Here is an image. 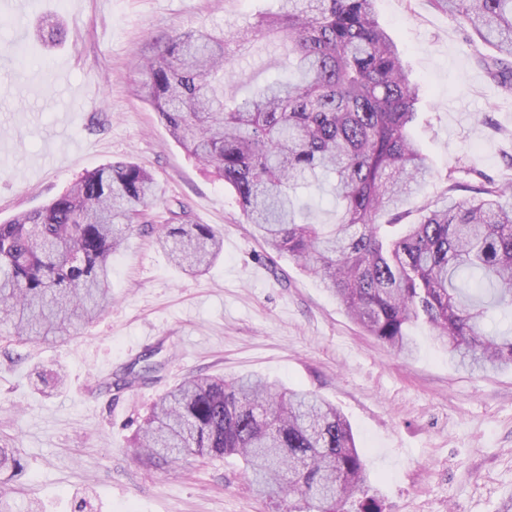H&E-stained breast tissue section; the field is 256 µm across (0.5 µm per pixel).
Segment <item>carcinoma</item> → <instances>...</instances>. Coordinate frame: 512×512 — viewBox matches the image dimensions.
Wrapping results in <instances>:
<instances>
[{
  "label": "carcinoma",
  "mask_w": 512,
  "mask_h": 512,
  "mask_svg": "<svg viewBox=\"0 0 512 512\" xmlns=\"http://www.w3.org/2000/svg\"><path fill=\"white\" fill-rule=\"evenodd\" d=\"M375 2L281 0L244 26L166 34L141 64L140 95L234 190L267 248L321 279L378 341L409 356V327L421 321L459 365L512 368V331L485 329L491 309L512 306V187L489 180L460 199L451 183L442 202L402 223L431 177L412 135L421 86ZM429 2L496 49L483 65L511 90L512 0ZM259 33L283 48L275 67L288 75L224 97L227 66L251 54ZM327 181L335 220L314 224L297 191ZM155 196L151 173L113 162L0 224V343H66L111 307L112 255ZM172 215L177 223L162 225L159 244L183 271H208L223 237ZM128 444L156 467L235 456L252 490L277 497L283 512H380L345 416L262 376L185 378L155 400ZM22 470L19 450L0 440V475Z\"/></svg>",
  "instance_id": "obj_1"
}]
</instances>
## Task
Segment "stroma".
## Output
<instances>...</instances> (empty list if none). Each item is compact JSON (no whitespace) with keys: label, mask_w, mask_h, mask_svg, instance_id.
<instances>
[{"label":"stroma","mask_w":512,"mask_h":512,"mask_svg":"<svg viewBox=\"0 0 512 512\" xmlns=\"http://www.w3.org/2000/svg\"><path fill=\"white\" fill-rule=\"evenodd\" d=\"M279 0H0V224L45 205L86 173L116 161L150 170L154 230L183 204L194 224L224 237L201 276L169 261L153 233H132L112 258L113 301L67 343L0 347V439L25 466L0 484L11 512H278L254 496L235 459L142 466L128 439L150 403L192 373L257 374L317 392L350 421L382 512H512V369L472 374L413 327L415 353L397 356L350 319L336 298L288 257L270 252L234 192L170 136L139 96L140 63L156 40L200 26L245 24ZM411 80L422 84L413 135L432 177L419 204L448 177L512 182V91L466 44L465 29L428 0H377ZM46 22L66 29L38 38ZM257 38L232 61L225 91L247 95L272 72ZM159 363L145 383L106 387L139 357ZM62 369L43 393L35 366Z\"/></svg>","instance_id":"obj_1"}]
</instances>
